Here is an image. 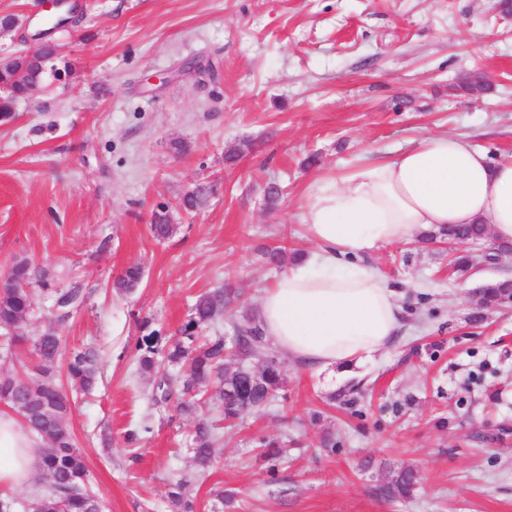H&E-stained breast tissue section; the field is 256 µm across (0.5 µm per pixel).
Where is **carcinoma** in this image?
Wrapping results in <instances>:
<instances>
[{
    "label": "carcinoma",
    "mask_w": 512,
    "mask_h": 512,
    "mask_svg": "<svg viewBox=\"0 0 512 512\" xmlns=\"http://www.w3.org/2000/svg\"><path fill=\"white\" fill-rule=\"evenodd\" d=\"M56 47L45 45L28 59L22 55L0 63V123L7 124L15 118L16 103L31 93L35 84H42L46 76L60 81L70 75L69 69L61 70L54 65ZM152 232L158 239L167 238L171 232L168 217L157 212ZM485 235V225L466 224L450 227L445 236L449 239L480 240ZM35 278L32 265L27 261L16 263L8 276L0 281V329L5 330V340L0 351L7 357L16 356V350L32 344L33 359L24 366V375H0V401L21 416L27 427L48 444L41 457V471L46 490L32 502V512H101L99 500L86 490L87 468L69 426L72 402L59 388L55 380L54 365L61 355L62 343L54 329H49L36 339L27 335L26 316L33 305V295L27 289ZM142 280V268L132 265L119 276L114 286L120 291H131ZM42 292L55 299L58 313L55 321H67L82 302L80 289L61 291L42 288ZM230 292L224 288L198 295L191 308L189 319L179 329L180 339L169 349L164 358L174 369L161 374L153 392L156 402L175 401L184 415H194L203 404L201 395L214 385L220 390L212 397L223 405L224 420L239 418L244 409H260L268 406L284 382L280 363L266 362L253 379L254 372L231 355L235 351L248 357L259 352L263 333L248 316L234 325L235 339L226 343L222 336H214L204 343L198 342V329L213 322L224 313V299ZM512 298V281L498 280L482 290V304L492 306ZM158 331L142 336L136 345L141 351L139 358L143 369L158 373ZM67 376L75 388L92 390L98 381V354L87 346L74 352L66 366ZM220 439L218 425L201 418L195 424L190 438L195 466L205 471L210 468L213 448ZM417 481L411 469L399 471L379 493L393 498L410 493ZM185 480L179 479L170 491L175 512H195L193 501L182 494Z\"/></svg>",
    "instance_id": "cac0c4a2"
}]
</instances>
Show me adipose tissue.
<instances>
[{
	"instance_id": "adipose-tissue-1",
	"label": "adipose tissue",
	"mask_w": 512,
	"mask_h": 512,
	"mask_svg": "<svg viewBox=\"0 0 512 512\" xmlns=\"http://www.w3.org/2000/svg\"><path fill=\"white\" fill-rule=\"evenodd\" d=\"M307 196L313 247L264 290L254 317L289 359L320 372L373 360L404 324L402 291L356 256L459 224L512 243V160L492 162L461 137H423L393 159L314 181ZM35 446L21 420L0 413V486L28 484Z\"/></svg>"
}]
</instances>
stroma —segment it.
<instances>
[{
  "label": "stroma",
  "mask_w": 512,
  "mask_h": 512,
  "mask_svg": "<svg viewBox=\"0 0 512 512\" xmlns=\"http://www.w3.org/2000/svg\"><path fill=\"white\" fill-rule=\"evenodd\" d=\"M56 30L66 83L16 105L0 126V278L21 260L84 302L56 325L36 293L30 336L62 338L56 381L104 512H172L187 477L197 512H512V302L482 308L483 286L512 274L488 239L465 272L456 245L419 238L361 264L401 288L404 326L359 377H325L271 343L281 361L271 408L239 419L194 476V418L154 405L136 344L161 349L201 292L226 286L253 311L274 268L262 253L309 249L301 215L314 180L446 133L493 159L512 156V15L501 0H75ZM0 60L27 49L39 0H0ZM277 184L275 204L265 189ZM205 188L187 212L180 198ZM167 212L170 236L151 232ZM143 279L112 283L129 265ZM94 346V390L73 393L67 356ZM150 433H143V426ZM139 433L136 442L127 436ZM287 449L277 473L262 443ZM416 471L409 495L378 487ZM233 494L230 505L216 489Z\"/></svg>",
  "instance_id": "stroma-1"
}]
</instances>
